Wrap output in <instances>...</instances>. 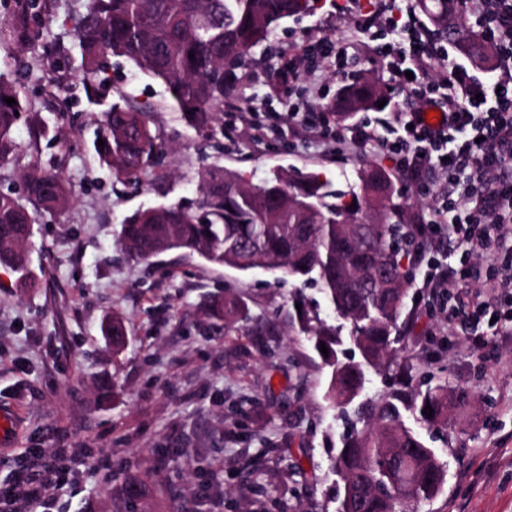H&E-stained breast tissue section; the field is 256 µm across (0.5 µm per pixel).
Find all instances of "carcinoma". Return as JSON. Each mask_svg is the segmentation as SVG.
<instances>
[{
	"label": "carcinoma",
	"mask_w": 512,
	"mask_h": 512,
	"mask_svg": "<svg viewBox=\"0 0 512 512\" xmlns=\"http://www.w3.org/2000/svg\"><path fill=\"white\" fill-rule=\"evenodd\" d=\"M310 0H90L77 27L85 86L89 98L105 101L110 95L108 60L124 59L139 72L165 86L171 107L184 114L199 133L212 129L224 99L236 92L234 69L251 52L269 42L282 22L309 9ZM25 24L42 19L43 0H16ZM436 41L456 35L454 44L477 60L490 57L488 44L465 16L464 0H433L426 11ZM194 58H189V53ZM234 64L227 65L226 58ZM11 86L0 81V165L14 150L12 128L18 121L4 98ZM376 86L356 79L336 95L332 105L338 120L378 106ZM105 142L95 146L100 161L115 181L139 186L158 171L164 143L151 128L144 107L112 103L96 130ZM25 196L0 193V266L16 274L20 288H34L37 277L31 261L15 251L29 244L34 224L46 212L71 203V188L51 167L32 165L22 176ZM203 199L196 212L161 204L139 209L121 226L120 243L126 254L141 262L172 251L248 272L266 268L279 279H299L323 293L337 323L322 318L305 300L299 332L325 344L332 368L327 399L343 409L362 392L367 373L374 370L393 379L391 392L375 404H361L357 422L333 460L340 477L336 512H417L423 501L442 490L446 469L436 451L407 428L399 405L410 407L432 427L448 420V385L424 391L410 388V370L394 369L399 359L401 316L411 279L403 258L408 241L404 203L390 173L366 164L358 181L340 191L313 173L299 176L278 171L261 186L213 167L201 174ZM214 311L224 327L245 320L239 298L224 293ZM361 355V361L336 359L342 332ZM112 347L125 346L123 321L107 323ZM432 417L423 415L425 406Z\"/></svg>",
	"instance_id": "cac0c4a2"
}]
</instances>
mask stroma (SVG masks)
I'll list each match as a JSON object with an SVG mask.
<instances>
[{"mask_svg": "<svg viewBox=\"0 0 512 512\" xmlns=\"http://www.w3.org/2000/svg\"><path fill=\"white\" fill-rule=\"evenodd\" d=\"M88 2L45 0L35 38L14 0H0V79L27 109L0 192L22 196V173L39 163L59 171L73 195L67 211L34 226L38 287H18L0 268V410L17 417L11 441H0V483L22 468L69 471L67 485L48 491L52 512H335L332 461L347 426L326 400L329 370L294 329L290 305L300 293L329 316L322 293L263 268L242 273L175 253L149 268L124 253L119 233L141 207L198 208L200 173L215 164L254 186L294 169L340 190L365 163L393 169L387 152L337 151L288 116L320 111L357 77L404 101L371 34L354 24L377 2L313 0L270 50L252 52L236 71V122L222 112L214 122L219 154L171 108L160 82L126 63L113 69L111 102L149 104L166 146V178L136 190L116 183L92 146L102 109L86 98L76 37ZM288 71L295 79L280 82ZM259 123L274 133L256 139ZM227 290L261 332L228 331L208 317L212 296ZM112 315L128 330L117 352L101 333ZM402 318L412 388L448 386L447 423L426 429L402 412L447 465L442 492L419 512H512V327L462 312L449 335L444 314L414 287ZM139 480L148 491L125 499Z\"/></svg>", "mask_w": 512, "mask_h": 512, "instance_id": "35a3bbf8", "label": "stroma"}]
</instances>
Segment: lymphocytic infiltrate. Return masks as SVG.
Here are the masks:
<instances>
[{
    "label": "lymphocytic infiltrate",
    "mask_w": 512,
    "mask_h": 512,
    "mask_svg": "<svg viewBox=\"0 0 512 512\" xmlns=\"http://www.w3.org/2000/svg\"><path fill=\"white\" fill-rule=\"evenodd\" d=\"M386 24L379 11L361 14L360 31L383 27L381 44L393 82L412 88L414 100L400 111L397 126L383 122L326 127L322 113L305 112L300 119L323 127L337 144H375L390 153L401 176L410 183L431 170L445 174L437 206L417 216L415 229L431 258L420 288L427 300L454 312L495 311L512 322V0H478L472 17L483 37L496 49L488 76L431 47L414 11L390 0ZM439 114L429 120V111ZM481 254L493 274L484 293L465 288L472 254ZM68 482L65 472L45 470L38 477L19 475L0 484V502L12 512H44L46 492Z\"/></svg>",
    "instance_id": "lymphocytic-infiltrate-1"
}]
</instances>
